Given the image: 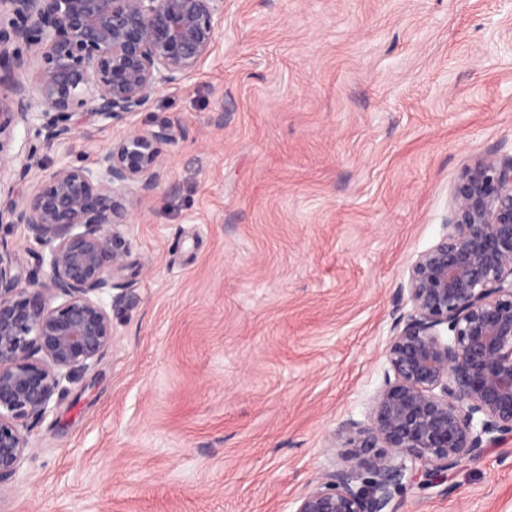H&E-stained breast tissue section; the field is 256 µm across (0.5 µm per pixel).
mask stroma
<instances>
[{"instance_id":"stroma-1","label":"stroma","mask_w":512,"mask_h":512,"mask_svg":"<svg viewBox=\"0 0 512 512\" xmlns=\"http://www.w3.org/2000/svg\"><path fill=\"white\" fill-rule=\"evenodd\" d=\"M182 130L114 225L112 342L27 434L0 512H295L384 378L410 267L512 156V0H224L136 126ZM87 127L41 171L115 140ZM396 512H512V439Z\"/></svg>"}]
</instances>
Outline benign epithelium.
I'll list each match as a JSON object with an SVG mask.
<instances>
[{
    "label": "benign epithelium",
    "mask_w": 512,
    "mask_h": 512,
    "mask_svg": "<svg viewBox=\"0 0 512 512\" xmlns=\"http://www.w3.org/2000/svg\"><path fill=\"white\" fill-rule=\"evenodd\" d=\"M223 24L224 0H0V156L20 125L47 147L88 124L127 126L90 164L63 162L20 194L39 167L31 145L11 158L14 183H0V224L22 227L48 267L25 275L0 253V484L62 380L112 342L101 294L125 251L110 226L158 188L181 136L129 120L196 71ZM454 198L446 233L411 265V311L393 325L366 419L341 444L346 464L295 512H393L402 487L439 485L512 437V157L475 160Z\"/></svg>",
    "instance_id": "benign-epithelium-1"
}]
</instances>
